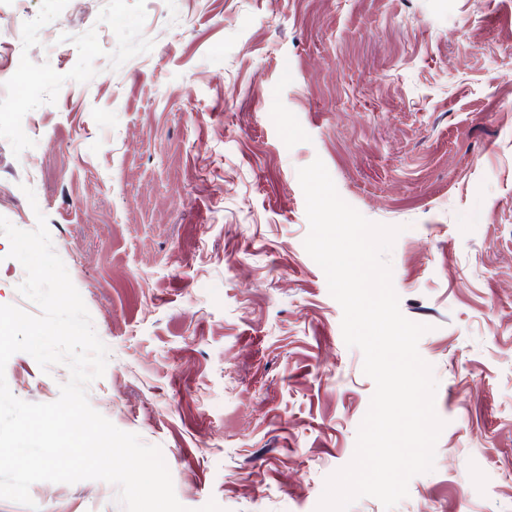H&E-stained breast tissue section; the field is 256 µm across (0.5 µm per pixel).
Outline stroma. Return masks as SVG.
I'll list each match as a JSON object with an SVG mask.
<instances>
[{
	"label": "stroma",
	"instance_id": "obj_1",
	"mask_svg": "<svg viewBox=\"0 0 512 512\" xmlns=\"http://www.w3.org/2000/svg\"><path fill=\"white\" fill-rule=\"evenodd\" d=\"M322 160L388 256L445 426L394 512H512V0H0V215L109 350L91 406L190 512H316L375 390L309 256ZM31 187L35 201L23 189ZM0 237V305L31 314ZM12 393L69 378L29 354ZM40 512H123L38 482Z\"/></svg>",
	"mask_w": 512,
	"mask_h": 512
}]
</instances>
